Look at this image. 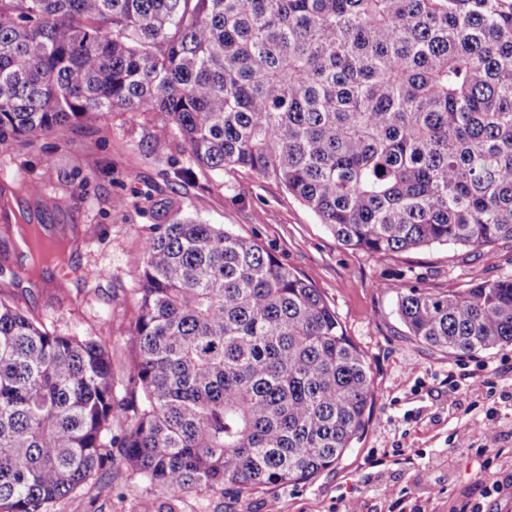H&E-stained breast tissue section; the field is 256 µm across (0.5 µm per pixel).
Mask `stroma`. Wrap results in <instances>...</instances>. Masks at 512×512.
I'll use <instances>...</instances> for the list:
<instances>
[{
	"instance_id": "stroma-1",
	"label": "stroma",
	"mask_w": 512,
	"mask_h": 512,
	"mask_svg": "<svg viewBox=\"0 0 512 512\" xmlns=\"http://www.w3.org/2000/svg\"><path fill=\"white\" fill-rule=\"evenodd\" d=\"M174 166L186 170L182 181L169 178ZM0 189L10 201L0 212V295L58 332L100 336L112 353L115 386L131 355L140 241L156 221L155 202L170 199L182 216L258 242L317 288L366 354L376 388L360 439L308 481L235 497L211 491L173 498L123 465L112 471L111 494L87 486L48 512H139L146 498L160 512H266L272 503L279 512H384L377 497L384 487L399 500L394 512H456L474 499L479 471L503 488L498 512H512V347L460 359L452 369L447 354L408 335L396 312L406 283L437 292L512 275V240L378 259L344 246L278 182L193 165L161 112H112L99 123L73 125L62 140L2 139ZM20 214L49 225L51 235L73 233L71 254L34 269L6 229L8 216ZM89 264L104 268L105 277L87 283L75 275ZM471 373L494 378L497 395L471 391ZM491 418L503 431L502 454L488 466L460 441Z\"/></svg>"
}]
</instances>
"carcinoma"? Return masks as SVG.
<instances>
[{
	"label": "carcinoma",
	"mask_w": 512,
	"mask_h": 512,
	"mask_svg": "<svg viewBox=\"0 0 512 512\" xmlns=\"http://www.w3.org/2000/svg\"><path fill=\"white\" fill-rule=\"evenodd\" d=\"M163 112L194 164L274 179L387 258L512 239V0H0V136ZM118 396L112 354L0 296V512L121 461L172 496L299 484L370 422L366 356L257 242L155 204ZM409 335L512 345V276L400 287Z\"/></svg>",
	"instance_id": "obj_1"
}]
</instances>
